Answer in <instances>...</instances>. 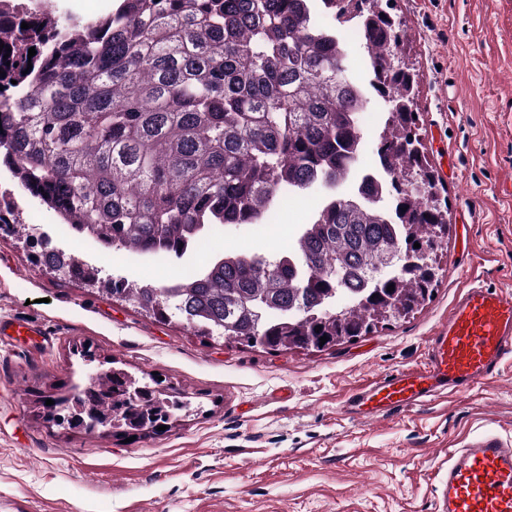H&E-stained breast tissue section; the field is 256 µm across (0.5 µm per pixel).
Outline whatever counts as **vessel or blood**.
I'll list each match as a JSON object with an SVG mask.
<instances>
[{"mask_svg": "<svg viewBox=\"0 0 512 512\" xmlns=\"http://www.w3.org/2000/svg\"><path fill=\"white\" fill-rule=\"evenodd\" d=\"M512 359V293L464 287L448 320L428 341L423 367L394 370L352 391L343 412L374 424L445 394H463ZM440 512H512V442L494 432L471 437L448 458Z\"/></svg>", "mask_w": 512, "mask_h": 512, "instance_id": "1", "label": "vessel or blood"}]
</instances>
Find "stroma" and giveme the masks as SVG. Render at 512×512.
Returning <instances> with one entry per match:
<instances>
[{"mask_svg":"<svg viewBox=\"0 0 512 512\" xmlns=\"http://www.w3.org/2000/svg\"><path fill=\"white\" fill-rule=\"evenodd\" d=\"M403 55L419 75L417 133L442 188L451 231L430 300L322 352L206 344L29 260L28 236L97 267L101 279L162 284L227 253L288 251L327 197L320 186L278 204L271 234L228 225L204 251L158 266L104 262L63 240L54 211L0 167L24 234L0 233V320L38 335L0 338V512H439L448 456L492 430L512 440V359L468 394L373 425L341 403L396 369L420 366L428 339L471 281L512 291V0H391ZM87 345L97 359L76 354ZM158 373L187 395L171 431L89 438L34 415L52 386L88 383L108 363Z\"/></svg>","mask_w":512,"mask_h":512,"instance_id":"obj_1","label":"stroma"}]
</instances>
